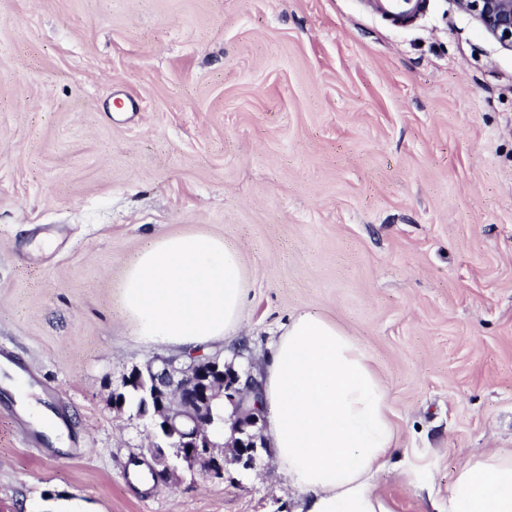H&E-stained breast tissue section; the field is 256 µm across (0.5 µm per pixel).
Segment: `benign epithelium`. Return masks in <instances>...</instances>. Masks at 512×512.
Instances as JSON below:
<instances>
[{"label":"benign epithelium","instance_id":"benign-epithelium-1","mask_svg":"<svg viewBox=\"0 0 512 512\" xmlns=\"http://www.w3.org/2000/svg\"><path fill=\"white\" fill-rule=\"evenodd\" d=\"M472 13L502 47L512 50V0H456ZM139 397L135 417L151 438L148 453L162 478L174 475L178 463L199 462L211 477H224V452L254 461L266 447L262 384L249 369L239 370L217 355L195 352L157 356L145 367H132L122 382ZM226 425L230 441L213 439L216 424Z\"/></svg>","mask_w":512,"mask_h":512}]
</instances>
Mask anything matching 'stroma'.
<instances>
[{"label":"stroma","instance_id":"stroma-1","mask_svg":"<svg viewBox=\"0 0 512 512\" xmlns=\"http://www.w3.org/2000/svg\"><path fill=\"white\" fill-rule=\"evenodd\" d=\"M182 233L242 253L244 327L208 354L262 374L304 310L371 354L394 512H446L460 462L512 453V50L454 0L405 26L372 0H0V346L81 450L28 446L1 369L0 512H303L269 448L131 475L147 432L112 390L169 350L119 285Z\"/></svg>","mask_w":512,"mask_h":512}]
</instances>
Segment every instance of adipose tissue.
I'll return each instance as SVG.
<instances>
[{
    "instance_id": "obj_1",
    "label": "adipose tissue",
    "mask_w": 512,
    "mask_h": 512,
    "mask_svg": "<svg viewBox=\"0 0 512 512\" xmlns=\"http://www.w3.org/2000/svg\"><path fill=\"white\" fill-rule=\"evenodd\" d=\"M244 296L240 251L200 234L155 240L120 289L137 335L187 349L239 330ZM263 397L267 438L306 512H392L373 481L392 465L397 429L357 339L320 315H295L266 367ZM448 512H512V454L472 453L456 469Z\"/></svg>"
}]
</instances>
